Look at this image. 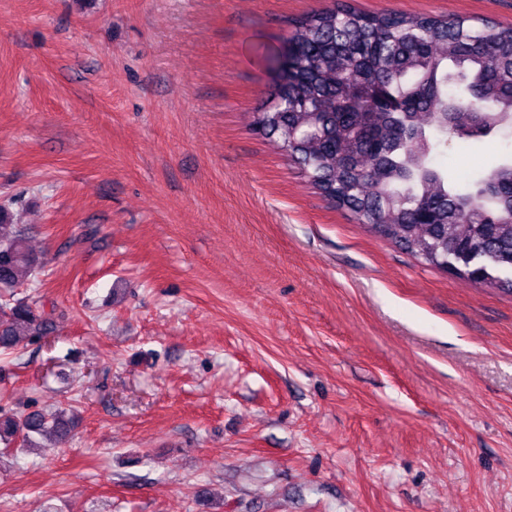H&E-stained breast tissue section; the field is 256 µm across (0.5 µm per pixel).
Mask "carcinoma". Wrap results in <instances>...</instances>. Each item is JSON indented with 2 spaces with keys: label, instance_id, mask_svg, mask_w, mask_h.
Instances as JSON below:
<instances>
[{
  "label": "carcinoma",
  "instance_id": "carcinoma-1",
  "mask_svg": "<svg viewBox=\"0 0 512 512\" xmlns=\"http://www.w3.org/2000/svg\"><path fill=\"white\" fill-rule=\"evenodd\" d=\"M288 67L272 45L269 105L252 126L275 140L324 198L369 232L458 279L512 293V156L462 187L435 162L512 129V26L365 12L348 3L301 18ZM25 230L0 207V350L53 332L18 289L36 272ZM73 419L0 413V441L57 447Z\"/></svg>",
  "mask_w": 512,
  "mask_h": 512
}]
</instances>
